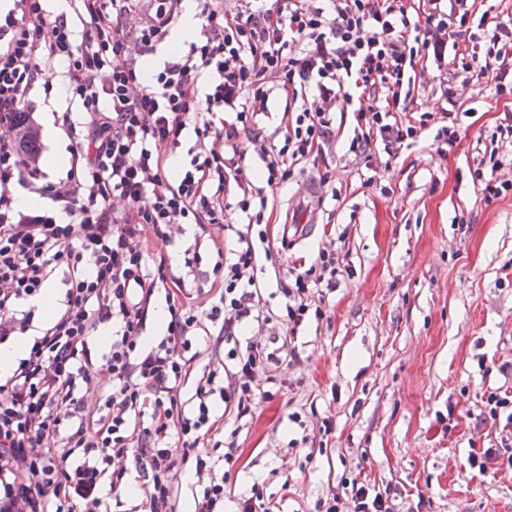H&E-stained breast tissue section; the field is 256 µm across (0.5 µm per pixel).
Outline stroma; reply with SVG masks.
<instances>
[{
	"label": "stroma",
	"instance_id": "stroma-1",
	"mask_svg": "<svg viewBox=\"0 0 512 512\" xmlns=\"http://www.w3.org/2000/svg\"><path fill=\"white\" fill-rule=\"evenodd\" d=\"M415 70V110L440 111L448 72L424 58ZM456 97L455 152L438 154L424 129L393 153L373 147L369 176L347 152L353 114L339 111L325 164L304 163L267 188L277 222L262 287L276 291L275 269L311 262L327 244L343 274L324 317L266 365L264 392L246 414L213 400L224 431L201 455L235 493L256 485L281 512H316L355 478L420 512H512L503 425L481 419L483 394L512 395V196L485 202L473 177L512 98L484 84L457 86ZM322 175L310 236L285 241L289 207ZM231 439L240 458L228 471ZM489 448L498 459L482 475L467 459Z\"/></svg>",
	"mask_w": 512,
	"mask_h": 512
}]
</instances>
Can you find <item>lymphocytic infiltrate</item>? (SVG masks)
I'll list each match as a JSON object with an SVG mask.
<instances>
[{"mask_svg":"<svg viewBox=\"0 0 512 512\" xmlns=\"http://www.w3.org/2000/svg\"><path fill=\"white\" fill-rule=\"evenodd\" d=\"M46 2L13 0L0 20V345L26 331L33 315L26 302L56 272L66 290L54 319L0 383V512H64L75 497L84 512H98L99 470L71 468L74 448L104 463L133 458L151 512H174L171 438L197 455L218 427L213 395L247 411L284 338L238 339L261 301L256 273L273 218L267 188L335 144L341 97L356 104L349 150L366 169L374 167L373 141L389 151L431 124L439 146L456 147L455 112L411 121L402 89L418 56L446 65L464 43L454 80L486 79L495 95L512 94V20L488 23L477 0H200L198 37L169 55L184 0H75L70 16L51 14ZM157 53L162 59L144 79L141 57ZM56 64L71 105L57 118L71 159L65 176L52 180L40 151L25 148L32 132L25 98L37 82L51 83ZM274 93L288 104L275 143L255 129ZM189 133L194 144L175 181L167 161ZM242 135L264 166V184L246 176ZM232 184L240 224L224 221ZM18 186L47 206L18 210ZM182 224L196 225L216 252L219 295L208 318L219 322L233 363L224 386L214 375L200 378L187 403L180 392L202 324L184 276L168 256L149 258L142 247L147 239L173 245ZM341 274L329 246L309 267L289 268L281 290L286 336L323 317L308 300L334 289ZM160 295L170 321L146 348L142 333ZM105 323L115 329L112 345L96 357L90 338ZM90 389L105 395L94 426L86 422ZM350 486L349 501L332 496L320 512H414L358 480Z\"/></svg>","mask_w":512,"mask_h":512,"instance_id":"lymphocytic-infiltrate-1","label":"lymphocytic infiltrate"}]
</instances>
